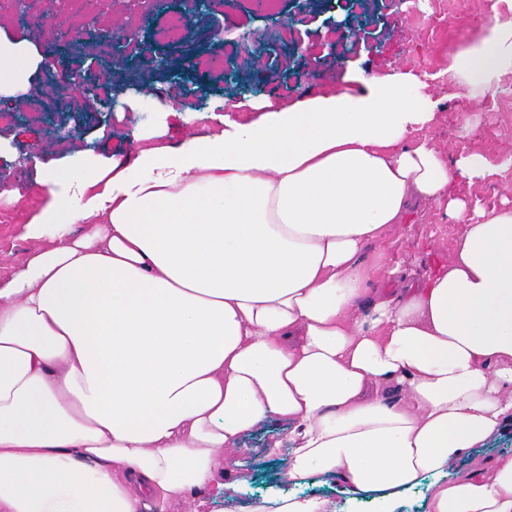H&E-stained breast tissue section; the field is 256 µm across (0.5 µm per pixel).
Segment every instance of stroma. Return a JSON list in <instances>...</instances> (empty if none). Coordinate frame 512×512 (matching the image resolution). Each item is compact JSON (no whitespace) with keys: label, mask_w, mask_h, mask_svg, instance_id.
Listing matches in <instances>:
<instances>
[{"label":"stroma","mask_w":512,"mask_h":512,"mask_svg":"<svg viewBox=\"0 0 512 512\" xmlns=\"http://www.w3.org/2000/svg\"><path fill=\"white\" fill-rule=\"evenodd\" d=\"M497 16L512 18V0H367L359 18L352 16L347 0H308L299 14L292 0H277L271 16L259 14L251 0H235L230 6L224 0H213L187 41H154L132 51L139 58L149 52H167L176 65L184 53H193L199 94L173 96L171 71L146 65L133 69L125 59L116 58L109 74L129 82L130 87L119 94L120 105L107 124L101 122L92 98L81 90L61 87L47 79L42 69H35L26 82L33 95L11 123L0 125V184L11 191L10 196H0V277L8 276L36 245L26 230L46 202L40 185L42 165L72 164L87 151L123 161L150 147V135L161 127L166 130L163 145L178 149L186 135L204 139L219 133L225 119H257L250 107L252 98L269 101L279 109L308 94L336 91L348 59L357 61L368 75H384L402 66L416 68L427 82V93L438 100L439 110L431 124L413 133V140L486 155L496 166V174L473 184L458 180L452 190L483 209L500 206L512 179V73L503 76L495 97L478 104L448 74L461 37L481 38ZM344 20L357 31L356 41H347L340 32L338 24ZM284 22L289 23L292 37L274 43L278 26ZM217 29L223 30L222 38H213ZM246 31L256 33V43H238V36ZM0 36L26 41L40 57L55 56L59 71L83 73L96 67L92 48L56 50L52 26H28L19 16L17 0H0ZM256 49L269 57L274 81L246 70L247 59ZM137 83L152 86L153 94L134 91ZM464 112L472 116L466 129L459 122ZM57 126L71 128L73 140L42 151V142ZM462 230L443 208L418 202L405 222L371 243L366 254L399 266L402 275L420 279L447 259ZM276 440L281 443L278 454L267 455V446ZM287 440V424L273 415L245 432L224 465L225 481L239 478L242 486L229 502L204 495L199 512H244L272 487L327 496L340 501L343 512H377L368 498L344 499L340 478L314 475L301 484L290 481Z\"/></svg>","instance_id":"stroma-1"}]
</instances>
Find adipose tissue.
Returning a JSON list of instances; mask_svg holds the SVG:
<instances>
[{
  "label": "adipose tissue",
  "instance_id": "obj_1",
  "mask_svg": "<svg viewBox=\"0 0 512 512\" xmlns=\"http://www.w3.org/2000/svg\"><path fill=\"white\" fill-rule=\"evenodd\" d=\"M37 64L0 37V95ZM452 70L486 97L512 72V19ZM423 87L350 64L336 93L254 102L260 119L178 151L43 169L40 245L0 278V512H198L270 413L291 427V480L341 477L380 512L426 480L427 512H512V460L442 481L512 422V202L451 193L489 174L482 153L405 146L438 109ZM415 199L463 224L458 244L359 313L363 250ZM249 512L338 508L273 489Z\"/></svg>",
  "mask_w": 512,
  "mask_h": 512
}]
</instances>
